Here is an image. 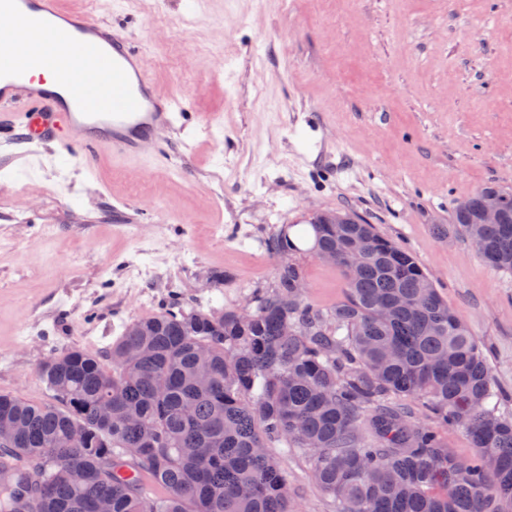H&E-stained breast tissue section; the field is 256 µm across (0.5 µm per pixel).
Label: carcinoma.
I'll return each mask as SVG.
<instances>
[{
	"mask_svg": "<svg viewBox=\"0 0 512 512\" xmlns=\"http://www.w3.org/2000/svg\"><path fill=\"white\" fill-rule=\"evenodd\" d=\"M489 196L499 224L478 223ZM452 223L490 266L512 270V193L487 185ZM316 248L346 277L345 299L304 298L295 250L278 235L253 312L167 307L124 329L99 359L71 346L41 375L60 406L0 394L14 441L0 444V512H294L268 448L309 449L336 512H512V417L477 338L408 250L372 224H319ZM409 399L435 424L409 421ZM112 402V419L98 415ZM466 429L479 456L448 455Z\"/></svg>",
	"mask_w": 512,
	"mask_h": 512,
	"instance_id": "1",
	"label": "carcinoma"
}]
</instances>
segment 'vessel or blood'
<instances>
[{
	"instance_id": "vessel-or-blood-1",
	"label": "vessel or blood",
	"mask_w": 512,
	"mask_h": 512,
	"mask_svg": "<svg viewBox=\"0 0 512 512\" xmlns=\"http://www.w3.org/2000/svg\"><path fill=\"white\" fill-rule=\"evenodd\" d=\"M41 37L54 39L53 80L35 77L42 63L17 48ZM92 51L77 72L71 53ZM0 138L25 134L57 144L60 155L92 159L107 149L114 160L155 157L159 127L173 125L184 109L156 93L146 54L114 27L83 13L64 11L59 0H0Z\"/></svg>"
}]
</instances>
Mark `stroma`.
Masks as SVG:
<instances>
[{"instance_id":"stroma-1","label":"stroma","mask_w":512,"mask_h":512,"mask_svg":"<svg viewBox=\"0 0 512 512\" xmlns=\"http://www.w3.org/2000/svg\"><path fill=\"white\" fill-rule=\"evenodd\" d=\"M62 2L147 47L186 115L145 165L0 142V394L54 404L48 356L104 355L172 301L247 307L268 240L348 211L415 254L512 415V272L450 222L485 184L512 192V0ZM292 259L312 302L344 299L340 267ZM272 454L299 512H333L308 454Z\"/></svg>"}]
</instances>
